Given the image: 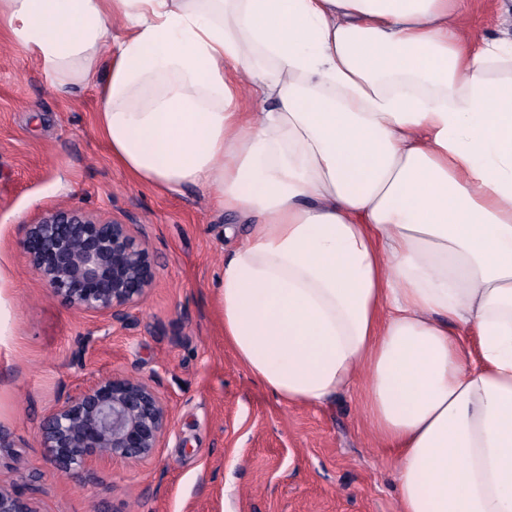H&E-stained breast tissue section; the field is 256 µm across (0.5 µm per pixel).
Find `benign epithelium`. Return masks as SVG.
Here are the masks:
<instances>
[{"label":"benign epithelium","instance_id":"1","mask_svg":"<svg viewBox=\"0 0 512 512\" xmlns=\"http://www.w3.org/2000/svg\"><path fill=\"white\" fill-rule=\"evenodd\" d=\"M25 249L50 298L114 324L126 323L155 283L148 244L134 225L80 209L50 210L27 225ZM170 427V407L156 387L114 372L57 403L40 437L56 471L78 481L95 464L149 461ZM0 512L36 510L0 485Z\"/></svg>","mask_w":512,"mask_h":512}]
</instances>
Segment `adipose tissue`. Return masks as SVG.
Here are the masks:
<instances>
[{"instance_id":"1","label":"adipose tissue","mask_w":512,"mask_h":512,"mask_svg":"<svg viewBox=\"0 0 512 512\" xmlns=\"http://www.w3.org/2000/svg\"><path fill=\"white\" fill-rule=\"evenodd\" d=\"M474 3L0 0L128 173L248 222L225 343L287 404L362 384L399 512H512V39ZM509 8L507 12L503 8L502 13L486 14L483 12H475L470 19L469 28L473 29L477 34L498 37L503 32L512 34V0L502 1Z\"/></svg>"}]
</instances>
